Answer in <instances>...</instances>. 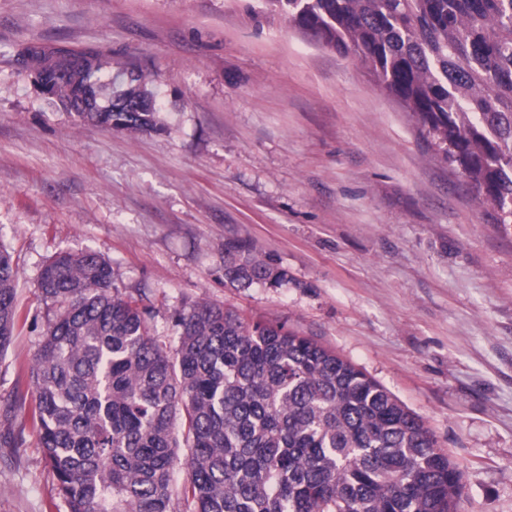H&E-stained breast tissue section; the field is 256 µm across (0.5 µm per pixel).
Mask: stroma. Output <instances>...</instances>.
Listing matches in <instances>:
<instances>
[{
  "mask_svg": "<svg viewBox=\"0 0 512 512\" xmlns=\"http://www.w3.org/2000/svg\"><path fill=\"white\" fill-rule=\"evenodd\" d=\"M33 47L143 75L164 126L77 124ZM416 117L263 0H0V246L18 321L0 357V512H69L31 423L54 254L92 250L168 345L206 302L285 324L417 414L463 473L457 512H512V224L492 223ZM242 241L288 273L224 281Z\"/></svg>",
  "mask_w": 512,
  "mask_h": 512,
  "instance_id": "stroma-1",
  "label": "stroma"
}]
</instances>
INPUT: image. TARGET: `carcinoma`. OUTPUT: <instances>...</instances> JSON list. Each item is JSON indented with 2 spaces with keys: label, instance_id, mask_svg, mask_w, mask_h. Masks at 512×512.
I'll return each instance as SVG.
<instances>
[{
  "label": "carcinoma",
  "instance_id": "1",
  "mask_svg": "<svg viewBox=\"0 0 512 512\" xmlns=\"http://www.w3.org/2000/svg\"><path fill=\"white\" fill-rule=\"evenodd\" d=\"M264 2L357 57L494 223L512 224V0ZM102 68L98 53L79 65L64 54L37 77L82 124L156 128V110H75ZM224 252L237 288L287 280L244 243ZM16 277L0 249V356L17 323ZM39 291L55 311L30 371L31 420L69 512H456L462 472L420 417L314 339L197 303L175 316L170 354L142 299L112 288L92 250L48 259Z\"/></svg>",
  "mask_w": 512,
  "mask_h": 512
}]
</instances>
